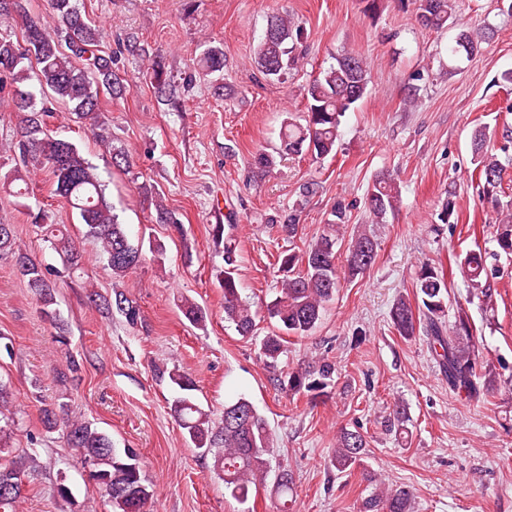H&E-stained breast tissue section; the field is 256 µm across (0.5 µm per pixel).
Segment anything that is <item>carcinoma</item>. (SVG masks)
<instances>
[{
  "label": "carcinoma",
  "instance_id": "cac0c4a2",
  "mask_svg": "<svg viewBox=\"0 0 512 512\" xmlns=\"http://www.w3.org/2000/svg\"><path fill=\"white\" fill-rule=\"evenodd\" d=\"M45 10L54 25L43 16L33 15L28 0H0V20L13 21L19 36L0 38V91L8 90L7 103L17 120V136L9 145L23 166L46 170L53 192L61 197L80 217L87 228L86 236L95 240L116 279L125 277L139 266L142 247L129 239L124 225L108 203L104 185L92 167L71 141L58 137L50 128L54 117L52 104H61L78 121L101 136L100 114L103 101L126 98L129 86L113 68L112 54L100 50L101 33L95 22L81 12L76 0H45ZM423 29L439 31L455 21V0H413ZM302 29L288 14L271 17L264 37L252 58L256 68L272 81H280L301 66L304 56L296 53L302 40ZM494 35L485 25L462 24L454 38L451 52L470 59L481 50V44ZM152 80L158 94L168 102L175 98L177 86L167 78L158 63H151ZM224 76V48L208 43L200 52L195 76ZM370 72L366 59L358 52L347 51L336 58V64L323 70L305 88L306 125L290 120L281 127V144L290 154L313 152L317 158L335 151L341 118L368 93ZM491 134L480 128L473 134L475 172L490 192L500 184L503 167L490 147ZM145 200L154 206L156 222L168 224L175 231L182 225L172 216L162 198L144 191ZM400 201L399 185L392 174L374 180L368 189L364 206L374 220L396 209ZM31 222L45 231L63 256V273L74 276L84 272V255L78 243L57 224L47 223L45 212H29ZM345 223V213L336 210L335 220L308 249L298 255L281 252L280 267L287 272L282 280L280 296L268 307L282 330L303 336L313 331L321 320L325 304L338 288L336 244ZM497 244L507 255L512 254V211L501 214L497 224ZM376 243L366 233L356 235L348 247L347 270L356 276L368 270L375 261ZM10 259L26 288L41 303V313L65 337V324L53 308L55 293L51 273L17 244L13 225L0 223V258ZM234 250L224 248V319L233 323L243 336L253 333L257 312L240 294L234 275ZM463 276L482 296L491 298L490 288L482 284L488 276L486 258L480 251L466 253L459 263ZM414 299L404 296L394 303L390 319L399 336L408 339L417 327L424 329L430 349L448 387L469 399H478L492 389V384L477 370L475 351L465 339L471 325L465 312L447 328V273L443 267L426 261L421 263L414 285ZM88 300L95 308L120 314L130 326L141 321L138 303L120 290L105 296L95 290ZM182 312L193 325L204 327L207 315L189 299L182 301ZM285 337L266 336L260 342V356L268 367L277 366L286 352ZM335 365L324 358L301 364L291 372L275 378L277 387L288 395L307 393L317 398L331 384ZM168 378L184 394L173 401L170 411L177 425L204 457H211L213 470L224 479V487L233 498L245 502L253 486L264 481L270 469L273 452L271 432L266 420L253 405L240 398L224 405L223 416L214 422L190 396L194 383L187 377L168 372ZM12 393L0 383V419H13ZM41 423L48 430L62 433L65 447L73 450L84 464L91 467L90 478L103 489L112 512H150L153 496L138 455L130 448H118L112 439L92 423L83 421L61 402L41 409ZM367 442L358 431L345 430L336 440L333 466L346 472L365 454ZM34 462L33 454L23 448L6 462H0V483L17 482L6 494L0 492V512H15L25 491V477ZM282 510L288 512V498L293 496L292 477L282 472L277 481ZM365 512H414V496L404 487L388 488L380 484L377 494L365 502Z\"/></svg>",
  "mask_w": 512,
  "mask_h": 512
}]
</instances>
